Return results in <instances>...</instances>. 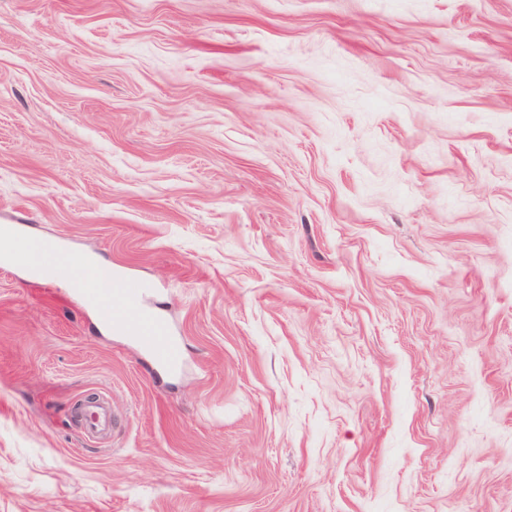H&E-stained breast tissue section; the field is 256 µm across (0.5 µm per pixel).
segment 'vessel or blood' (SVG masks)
<instances>
[{
  "instance_id": "b4317fda",
  "label": "vessel or blood",
  "mask_w": 512,
  "mask_h": 512,
  "mask_svg": "<svg viewBox=\"0 0 512 512\" xmlns=\"http://www.w3.org/2000/svg\"><path fill=\"white\" fill-rule=\"evenodd\" d=\"M13 262L18 266L35 265L40 278L47 283L73 278L69 264L62 261L52 244L32 249L25 235H18L14 244ZM148 283L135 278L96 277L81 283L77 292L85 308L113 318L123 336L148 350L160 364L174 368L182 359V349L165 317L144 304L151 292ZM85 428L103 434L108 430L107 410L95 404L86 408Z\"/></svg>"
}]
</instances>
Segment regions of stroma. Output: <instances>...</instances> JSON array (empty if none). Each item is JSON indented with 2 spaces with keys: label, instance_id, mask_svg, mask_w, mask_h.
I'll return each instance as SVG.
<instances>
[{
  "label": "stroma",
  "instance_id": "stroma-1",
  "mask_svg": "<svg viewBox=\"0 0 512 512\" xmlns=\"http://www.w3.org/2000/svg\"><path fill=\"white\" fill-rule=\"evenodd\" d=\"M1 225L0 512H512V0H0ZM18 233L14 244L12 263L26 267L34 264L38 269L39 277L45 283L79 278L78 275L71 270L69 264L78 266L88 273L99 274L109 272L112 274V267L99 264L90 256L77 259L72 254L63 252L66 261L69 263L67 264L58 257L55 248H53V245L50 243H45L43 248L34 251L31 248L30 240L24 234H21V229H19ZM77 286L85 308L112 316L123 336L148 350L160 364L168 368L179 365L182 349L170 323L143 303L151 285L136 277L99 276ZM83 422L85 428L93 433L104 434L108 430L107 410L100 404L87 407L84 412Z\"/></svg>",
  "mask_w": 512,
  "mask_h": 512
}]
</instances>
